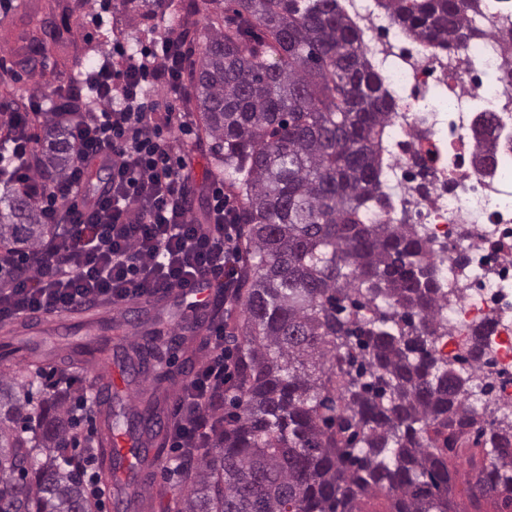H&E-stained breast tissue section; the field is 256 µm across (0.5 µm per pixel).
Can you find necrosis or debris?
I'll use <instances>...</instances> for the list:
<instances>
[{
  "instance_id": "obj_1",
  "label": "necrosis or debris",
  "mask_w": 512,
  "mask_h": 512,
  "mask_svg": "<svg viewBox=\"0 0 512 512\" xmlns=\"http://www.w3.org/2000/svg\"><path fill=\"white\" fill-rule=\"evenodd\" d=\"M467 2L469 15L491 34L445 52L408 43L368 0H345V9L387 62L396 102L382 175L393 199L378 218L416 225L441 248L448 334L438 351L450 359L468 356L475 334H482L465 408L486 417L512 413V42L505 39L512 33V0ZM482 112L495 114L502 137L490 175L473 163L470 129ZM421 163L425 191L417 177Z\"/></svg>"
}]
</instances>
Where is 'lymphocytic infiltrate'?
<instances>
[{
    "label": "lymphocytic infiltrate",
    "instance_id": "1",
    "mask_svg": "<svg viewBox=\"0 0 512 512\" xmlns=\"http://www.w3.org/2000/svg\"><path fill=\"white\" fill-rule=\"evenodd\" d=\"M195 52L182 32L161 38L128 57L113 44L104 60L67 91L31 94L20 105L0 106L15 132L0 150V179L25 189L53 231L38 248V261L0 249V321L47 314L99 300L115 304L158 292L195 295L213 288L232 298L240 262L238 207L214 180L207 221L191 216L192 189L173 146L160 128L190 134L187 70ZM84 99L89 125L73 128L77 145L68 172L46 180L29 156L35 120L55 114L61 96ZM108 172L93 200L82 195L90 165ZM210 354L176 400L170 434L178 452L206 446L213 423L205 416L217 394L232 388L237 359L223 325L208 338Z\"/></svg>",
    "mask_w": 512,
    "mask_h": 512
}]
</instances>
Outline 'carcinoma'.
I'll return each mask as SVG.
<instances>
[{
    "mask_svg": "<svg viewBox=\"0 0 512 512\" xmlns=\"http://www.w3.org/2000/svg\"><path fill=\"white\" fill-rule=\"evenodd\" d=\"M165 35L153 0H121ZM186 0L180 19L202 15L192 63L193 111L212 141L215 167L245 224L240 305L239 384L218 410L211 444L182 459L185 490L173 512H364L384 495L388 512H459L448 454L471 418L469 377L440 356L445 335L437 255L413 224L375 222L389 207L382 191L383 143L395 101L368 57L362 29L340 0ZM405 35L446 51L485 35L464 0H376ZM45 121L39 172H65L76 151L68 129L79 113L61 108ZM475 157L497 160V137L471 133ZM49 225L21 188L0 197V248L34 254ZM162 313L136 323L128 367L150 377L131 406L113 399L99 411L104 434L125 433L158 466L163 423L184 363L201 350ZM102 352L100 339L51 351ZM182 363H177V359ZM41 387L34 398L33 387ZM87 387L53 388L40 365L0 370V512H99L77 451ZM478 443L502 448L482 468L471 497L512 504V421L483 418ZM125 512H148L140 492L120 489Z\"/></svg>",
    "mask_w": 512,
    "mask_h": 512,
    "instance_id": "cac0c4a2",
    "label": "carcinoma"
}]
</instances>
